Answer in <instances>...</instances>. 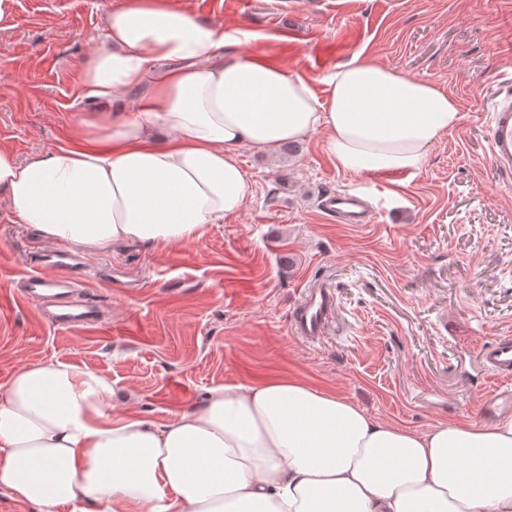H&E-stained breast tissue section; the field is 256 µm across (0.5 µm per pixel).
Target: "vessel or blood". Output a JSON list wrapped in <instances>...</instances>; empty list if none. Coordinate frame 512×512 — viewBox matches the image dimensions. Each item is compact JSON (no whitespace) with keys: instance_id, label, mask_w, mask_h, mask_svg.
<instances>
[{"instance_id":"1","label":"vessel or blood","mask_w":512,"mask_h":512,"mask_svg":"<svg viewBox=\"0 0 512 512\" xmlns=\"http://www.w3.org/2000/svg\"><path fill=\"white\" fill-rule=\"evenodd\" d=\"M488 147L493 163L512 174V92L501 94L489 117ZM319 208L342 224H367L371 221L365 201L354 194L326 192L319 198ZM40 269L23 279L22 295L51 309L53 326L71 331H87L100 320L98 305L75 299L72 278L76 260L65 251L42 254ZM336 308L335 294L325 285L312 283L304 288L291 314V330L302 340L314 344L323 336L329 317ZM480 362L498 384L487 391L483 407L492 411L512 406V338L505 337L481 349Z\"/></svg>"}]
</instances>
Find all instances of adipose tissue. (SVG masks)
Masks as SVG:
<instances>
[{
  "mask_svg": "<svg viewBox=\"0 0 512 512\" xmlns=\"http://www.w3.org/2000/svg\"><path fill=\"white\" fill-rule=\"evenodd\" d=\"M255 39L123 0L81 70L102 137L25 162L0 147L18 223L91 256L191 242L252 198L241 148L321 132L339 169L414 170L459 120L436 84L365 58L326 75L322 98L225 50ZM134 399L60 361L22 365L0 389V489L38 512H512V419L414 433L288 377L210 389L165 423L116 415Z\"/></svg>",
  "mask_w": 512,
  "mask_h": 512,
  "instance_id": "ef3b65f1",
  "label": "adipose tissue"
}]
</instances>
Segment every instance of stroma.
Listing matches in <instances>:
<instances>
[{"label":"stroma","mask_w":512,"mask_h":512,"mask_svg":"<svg viewBox=\"0 0 512 512\" xmlns=\"http://www.w3.org/2000/svg\"><path fill=\"white\" fill-rule=\"evenodd\" d=\"M121 0H11L0 17V146L28 159L68 144L97 114L81 65ZM200 20L243 28V45L317 93L336 66L364 56L435 83L460 119L419 167L348 174L324 133L295 155L244 148L254 196L198 240L120 243L88 257V292L105 320L50 325L15 294L46 243L16 223L0 191V385L32 360L89 369L136 393L128 412L154 421L209 389L295 377L385 423L417 433L479 423L492 383L478 351L512 337V177L489 155L488 121L512 89V0H173ZM370 185L373 221L339 224L326 190ZM318 280L336 312L316 344L291 331L301 290Z\"/></svg>","instance_id":"35a3bbf8"}]
</instances>
